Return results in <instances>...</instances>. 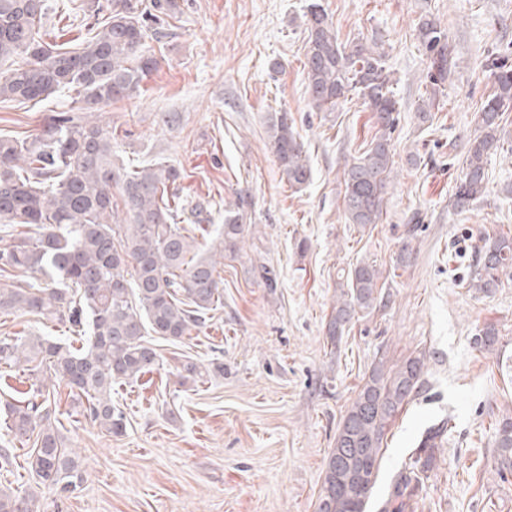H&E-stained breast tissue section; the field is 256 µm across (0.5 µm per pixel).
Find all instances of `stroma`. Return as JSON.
<instances>
[{
    "label": "stroma",
    "mask_w": 512,
    "mask_h": 512,
    "mask_svg": "<svg viewBox=\"0 0 512 512\" xmlns=\"http://www.w3.org/2000/svg\"><path fill=\"white\" fill-rule=\"evenodd\" d=\"M311 0H179L147 45L158 62L130 99L95 107L112 126L119 155L184 171V207L207 205L224 221L249 202L238 254L225 256L222 304L190 339L149 341L160 359L134 384H117L123 434L107 436L62 397L66 443L85 472L81 492L63 497L26 468L0 469V489L37 496L41 512H315L328 454L372 367L424 359L423 387L387 432L386 452L366 512H378L396 473L431 425L447 422L433 469L413 512H512V466L503 464L496 425L512 415V276L489 291L471 287L469 256L512 236V112L504 149L487 164L483 199L452 206L465 172L475 116L491 91L487 55L512 56V0H318L339 43H377L400 112L393 167L378 223L345 218L343 168L378 130L358 96L314 111L304 70ZM93 0H48L49 43L83 41ZM437 20L457 61L428 122L418 107L427 55L416 37ZM65 90L40 103H0V133L37 134L70 110ZM180 122L164 125L159 115ZM288 113L311 179L289 186L268 145L267 121ZM380 270L374 308L346 326L338 346L326 325L348 272ZM494 327L495 350L474 343ZM64 325L31 314L0 319V338ZM224 371L181 383L185 358Z\"/></svg>",
    "instance_id": "1"
}]
</instances>
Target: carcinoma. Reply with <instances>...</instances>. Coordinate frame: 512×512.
<instances>
[{
  "label": "carcinoma",
  "instance_id": "obj_1",
  "mask_svg": "<svg viewBox=\"0 0 512 512\" xmlns=\"http://www.w3.org/2000/svg\"><path fill=\"white\" fill-rule=\"evenodd\" d=\"M46 10V0H0V64L24 58L0 75V100L42 101L72 89L91 107L139 92L156 64L144 50L149 13L142 0H112L110 15L94 23V35L69 50L43 40ZM307 22L305 68L312 108L326 111L355 92L375 114L378 131L369 147L344 168L343 209L351 224H376L392 174L391 133L399 111L390 73L375 45L338 43L320 4L308 6ZM417 38L427 52L432 85L419 108L426 122L455 62L435 20L422 18ZM484 68L492 89L477 112L480 134L469 143L466 171L456 186L454 208L460 210L484 195L488 158L501 148L503 115L512 112V64L489 56ZM267 133L288 184H306L311 168L288 113L272 115ZM112 139V127L75 112L51 116L30 141L0 135V222L37 228L0 249V272L40 275L32 283L1 282L0 315L32 313L69 325L83 340L77 349L50 336L1 338L0 364L19 366L50 387L37 388L26 401L6 400L0 409L14 439L32 442L27 457L32 475L63 496L82 487L83 470L56 426L57 400L50 389L65 385L81 401L86 419L107 435L123 433L125 415L112 402V386L136 383L157 364V350L144 339L145 331L180 342L203 327L223 297L219 260L240 250L246 230L240 197L237 210L225 213L212 248L202 247L178 221L180 202L171 190L180 170L163 164L130 168L117 159ZM475 263L474 287H497L501 274H512V239L500 236L486 243ZM379 278L369 263L348 273V290L341 292L328 322L332 344L358 313L373 308ZM497 343L492 327L475 338L486 351ZM423 368L424 359L415 356L371 369L338 429L316 512H365L378 481L386 432L421 389ZM207 374L209 369L192 359L179 371L183 384ZM445 431L443 423L424 431L412 451L413 465L396 475L380 512H406L434 465ZM496 434L501 456L511 462L512 417L499 421ZM39 509L30 494L0 490V512Z\"/></svg>",
  "mask_w": 512,
  "mask_h": 512
}]
</instances>
